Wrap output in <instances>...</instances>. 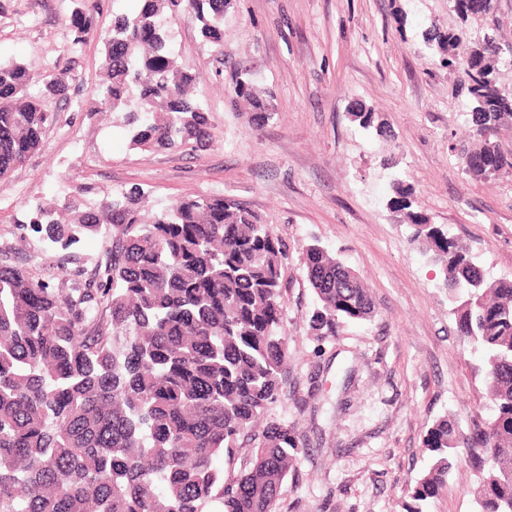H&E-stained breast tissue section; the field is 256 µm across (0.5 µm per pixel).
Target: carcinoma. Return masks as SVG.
<instances>
[{
    "instance_id": "obj_1",
    "label": "carcinoma",
    "mask_w": 512,
    "mask_h": 512,
    "mask_svg": "<svg viewBox=\"0 0 512 512\" xmlns=\"http://www.w3.org/2000/svg\"><path fill=\"white\" fill-rule=\"evenodd\" d=\"M132 2L104 33L83 11L71 16L74 44L94 34L103 47L97 111L122 115L135 149L211 145L196 77L180 64L169 28L191 18L219 50L230 0ZM453 2L464 19L479 11L491 38L466 57L454 52L459 35L435 24L425 39L471 97L474 144L459 158L486 180L512 172L496 141L512 124V97L503 98L496 77L497 0ZM72 82L67 71L44 77L22 62L0 64V177L40 148L56 120L30 87L65 99ZM231 91L257 126L274 118L271 89L234 80ZM351 116L387 135L374 110ZM393 192L390 206L411 241L441 269L458 336L483 362L492 415L469 437L479 512H512V278L488 280L448 230L413 208L411 184ZM27 224L64 248L108 231L112 256L88 276L0 266V512H207L212 504L278 512L300 442L293 427L267 417L288 366L281 240L238 200L189 196L153 210L137 187L103 190L93 208L38 205ZM299 261L313 293L309 335L323 340L373 318L367 285L332 250L314 239ZM243 437L248 455L227 478L216 461L232 457ZM456 444L448 417L428 427V464L405 512H424L446 487Z\"/></svg>"
}]
</instances>
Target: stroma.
Returning <instances> with one entry per match:
<instances>
[{"label":"stroma","instance_id":"stroma-1","mask_svg":"<svg viewBox=\"0 0 512 512\" xmlns=\"http://www.w3.org/2000/svg\"><path fill=\"white\" fill-rule=\"evenodd\" d=\"M92 8L97 29L128 0H0V62L40 74L70 71L76 88L48 99L57 114L40 149L0 178V265L54 273L93 272L111 237L51 247L22 235L30 206L101 190L142 188L160 209L187 194L241 200L288 248L282 332L288 371L270 418L287 422L303 449L280 497V512H404L424 469L423 438L442 416L460 437L490 414L480 361L456 333L439 271L408 239L389 201L392 182L416 190V205L478 256L487 277H512V175L477 181L455 151L467 138L470 98L425 44L429 25L460 34V51L482 33L452 0H233L224 52L184 19L172 40L197 77L213 143L196 150L129 145L120 115L94 113L101 46L73 45L72 12ZM248 61L272 88L276 114L255 129L251 107L228 89ZM374 108L391 134L363 131L351 113ZM85 193H78V186ZM320 240L366 280L375 315L315 341L306 314L313 296L299 264ZM459 447L448 482L425 512H477L478 472Z\"/></svg>","mask_w":512,"mask_h":512}]
</instances>
